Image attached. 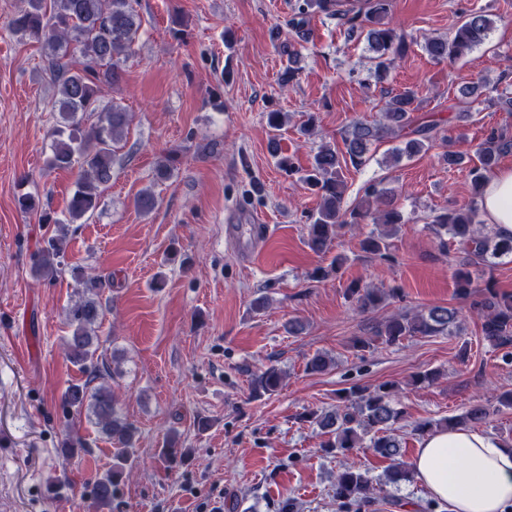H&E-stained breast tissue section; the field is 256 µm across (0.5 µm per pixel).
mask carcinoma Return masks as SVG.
Returning <instances> with one entry per match:
<instances>
[{"label":"carcinoma","mask_w":512,"mask_h":512,"mask_svg":"<svg viewBox=\"0 0 512 512\" xmlns=\"http://www.w3.org/2000/svg\"><path fill=\"white\" fill-rule=\"evenodd\" d=\"M310 2L321 13L347 26L349 34L358 32L365 36L374 53L373 77L377 80L384 79L389 68L407 56L414 43L412 36L385 22L390 0ZM136 5L138 0H24V7L11 20L13 33L36 38L50 57L57 86L52 111L58 113L59 121L51 132L49 164L54 169L80 168L67 204V215L62 218L43 209L36 193L20 191L14 196L15 207L20 212L36 213L39 223L56 226L55 233L34 254V270L43 277L52 278L65 266L70 225L87 222L112 184L115 145L129 124V112L115 102L100 106V95L104 88L119 82L122 65L134 52L141 27ZM494 23L492 14L470 11L452 26L448 36L426 39L424 49L435 61L460 59L486 40ZM419 108L417 92L406 89L388 101L380 121H355L347 127L343 138L345 152L340 153L329 145L319 147L311 167L301 176V181L321 198L317 210L308 216L307 244L312 251L327 252L338 230L347 224L371 222L383 227L384 232L366 237L361 249L381 256L387 254L389 245L385 239L398 232L401 214L390 192L377 184L365 189L356 206L344 208L343 165H362L371 147L384 139L402 141L393 150L397 161L426 152L444 139L440 123L419 121L416 115ZM93 115L96 122L85 128ZM509 152L512 153V137L507 131L492 127L476 150L477 163L466 164L465 154L457 151L442 155L448 166L465 167L474 197L467 205L433 216L430 226L442 248H448L450 241L456 243L458 250L465 254V265L512 254V239L503 240L493 230L483 232L479 206L499 158ZM178 160V152H168L156 168V177L161 181L170 179ZM455 282L460 297L466 299L473 294L475 285L469 273L457 272ZM81 285L82 296L66 313L72 328L66 348L68 358L79 366L86 379L70 384L61 400L64 407L79 414L87 413L113 445L112 466L95 480L93 487L96 501L105 507L112 502L120 480L135 465L136 428L119 414L112 388L104 383L106 378H115L116 371L98 355L96 328L103 315L99 296L112 288V277L90 275L81 278ZM348 292L356 297L363 311L374 309L383 301V294L355 282ZM473 306L482 319L484 338L493 348L503 351L504 362L511 363L512 294L489 289ZM456 319L457 311L446 306H434L413 317L393 316L376 330L374 337L358 339L355 349L367 352L378 343L394 345L407 337L444 335ZM281 384V371L274 366L254 376L251 382L254 391L268 394L276 392ZM393 389L389 382L372 390L353 385L337 393L336 410L309 411L302 415V420L316 424L328 436L322 444L324 452H346L368 446L380 457L393 461L386 474L387 483L397 485L409 481L413 471L402 460V441L393 433V425L403 416L392 403ZM502 407L512 408V392L502 394L495 406L474 403L458 418L428 420L420 423L416 431L424 435L446 430L450 425H482ZM335 497L338 512H368L376 501L367 473L353 468L336 477Z\"/></svg>","instance_id":"cac0c4a2"}]
</instances>
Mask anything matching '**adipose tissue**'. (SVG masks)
Masks as SVG:
<instances>
[{
    "label": "adipose tissue",
    "instance_id": "obj_1",
    "mask_svg": "<svg viewBox=\"0 0 512 512\" xmlns=\"http://www.w3.org/2000/svg\"><path fill=\"white\" fill-rule=\"evenodd\" d=\"M481 208L500 238H512V169L495 172ZM412 470L449 512H512V447L456 425L426 435Z\"/></svg>",
    "mask_w": 512,
    "mask_h": 512
}]
</instances>
